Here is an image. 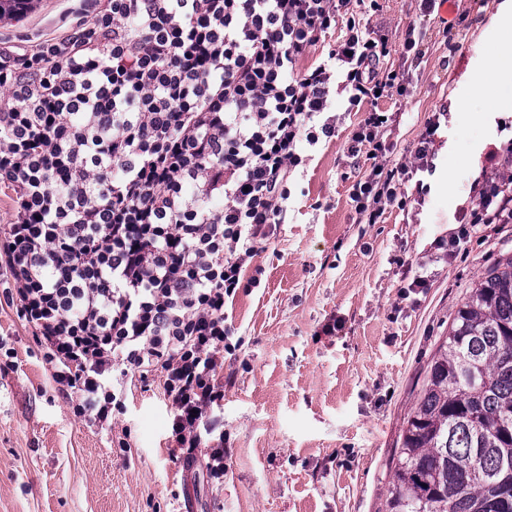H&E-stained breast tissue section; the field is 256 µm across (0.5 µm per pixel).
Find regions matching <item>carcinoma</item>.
Here are the masks:
<instances>
[{
  "mask_svg": "<svg viewBox=\"0 0 512 512\" xmlns=\"http://www.w3.org/2000/svg\"><path fill=\"white\" fill-rule=\"evenodd\" d=\"M33 0H0L15 17ZM81 156L89 124L60 117ZM385 512H512V255L457 308L393 457Z\"/></svg>",
  "mask_w": 512,
  "mask_h": 512,
  "instance_id": "cac0c4a2",
  "label": "carcinoma"
}]
</instances>
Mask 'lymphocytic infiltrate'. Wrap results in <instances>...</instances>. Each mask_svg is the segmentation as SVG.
<instances>
[{"instance_id": "f902f5d3", "label": "lymphocytic infiltrate", "mask_w": 512, "mask_h": 512, "mask_svg": "<svg viewBox=\"0 0 512 512\" xmlns=\"http://www.w3.org/2000/svg\"><path fill=\"white\" fill-rule=\"evenodd\" d=\"M379 0H77L60 36L0 40V183L25 171L23 201L48 214L34 230L10 225L0 254L20 246L35 261L5 297L34 340L73 415L107 425L125 414L131 379L158 377L172 415L173 459L224 482V353L234 329L224 311L255 288L253 259L283 224L301 143L336 134L332 91L367 112L348 156L370 163L350 187L360 224L404 206L402 185L430 170L439 127L429 118L412 162L393 159L394 116L381 100L410 96L405 63L423 33L405 28L402 64L362 13ZM343 40L309 67L301 60L338 19ZM83 113L112 124V156L89 150L69 208L52 210L46 186L59 161L49 116ZM470 211L473 224L512 223V142ZM111 180L112 191L100 190ZM80 224V242L60 229ZM72 260L60 268L57 255Z\"/></svg>"}]
</instances>
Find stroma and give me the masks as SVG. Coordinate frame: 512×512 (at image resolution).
<instances>
[{"mask_svg": "<svg viewBox=\"0 0 512 512\" xmlns=\"http://www.w3.org/2000/svg\"><path fill=\"white\" fill-rule=\"evenodd\" d=\"M503 0H450L442 19L420 21L418 0H382L376 32L400 44L409 22L424 32L410 69L395 153L414 149L429 115L444 110L429 187L405 186V208L356 224L349 199L357 176L346 149L363 115L344 97L331 141L303 146L276 238L255 259L259 287L239 291L225 312L240 344L224 356V486L173 461L170 414L159 378L133 382L127 412L111 429L78 422L51 379L32 327L0 303V336L16 370H0V512H383L391 460L405 418L448 323L478 278L512 254V224H481L460 237L489 154L512 138V93L492 100L466 74L490 49L483 33ZM68 0H40L0 21V37L61 34ZM470 97V112L456 101ZM484 120H474V113ZM452 174L455 196L436 189ZM413 264L426 284L405 285ZM335 333H327V324ZM127 436L130 452L112 451Z\"/></svg>", "mask_w": 512, "mask_h": 512, "instance_id": "stroma-1", "label": "stroma"}]
</instances>
